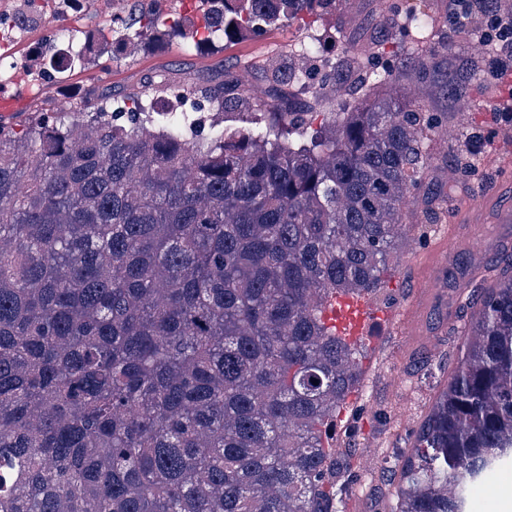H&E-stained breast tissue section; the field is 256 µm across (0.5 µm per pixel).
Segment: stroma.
Returning <instances> with one entry per match:
<instances>
[{"label": "stroma", "mask_w": 512, "mask_h": 512, "mask_svg": "<svg viewBox=\"0 0 512 512\" xmlns=\"http://www.w3.org/2000/svg\"><path fill=\"white\" fill-rule=\"evenodd\" d=\"M131 0H86L80 13L47 17L17 53L26 56L29 42L53 43L61 31L75 39L111 23L132 17ZM426 11L431 29L420 31L413 16ZM470 36L459 39L448 25V0H341L335 12L306 24L291 21L262 33L247 32L232 42L201 44L186 49L184 42L137 48L111 58L107 67L87 65L56 69L45 66L41 76L22 87L12 86L10 108L0 112L4 122L27 121L40 109L67 111L64 88L94 89L100 101L121 105L127 94L146 93L153 109L169 108L172 99L189 97L203 127L214 122V111L204 90L233 80L253 104L270 103L277 86L268 79L265 63L302 71L305 86H291L294 111L319 106L324 112L350 110L367 89L371 72L394 73L388 95L408 97L416 109L430 113L431 161L418 187L401 203L409 230L394 254L395 274L378 308L398 310L413 306L416 330L394 334L387 323L374 320L362 341V389L352 395L336 425V438L352 454V475L345 490L347 512H389L397 500L398 483L383 478L382 469L401 470L414 433L431 404L454 373L464 349L465 333L480 302L475 289L495 285L498 267L512 258V163L497 159V133L512 128V116L495 112L497 104L512 99V84L500 82L489 93L481 64L488 54L482 37V14L468 20ZM322 40L321 57L308 60L300 46L308 38ZM428 56V69L410 73L411 59ZM468 146L473 165L457 167L455 155ZM442 197V214L430 223L425 197ZM470 225L480 238L477 250L449 248L448 230ZM440 277L441 288L419 292L422 280Z\"/></svg>", "instance_id": "35a3bbf8"}]
</instances>
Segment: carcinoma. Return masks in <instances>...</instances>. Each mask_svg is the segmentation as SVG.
Wrapping results in <instances>:
<instances>
[{
    "instance_id": "1",
    "label": "carcinoma",
    "mask_w": 512,
    "mask_h": 512,
    "mask_svg": "<svg viewBox=\"0 0 512 512\" xmlns=\"http://www.w3.org/2000/svg\"><path fill=\"white\" fill-rule=\"evenodd\" d=\"M269 2L198 0L203 40L336 8ZM176 36L143 7L121 48ZM231 120L81 97L0 127V512H345L360 351L323 307L385 288L429 121L379 96ZM468 335L393 512H466L512 463V266Z\"/></svg>"
}]
</instances>
